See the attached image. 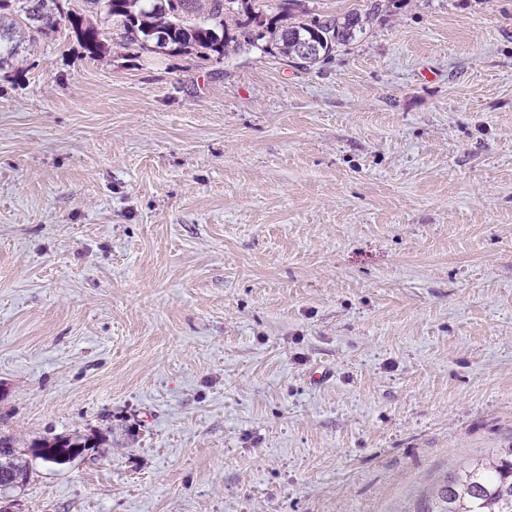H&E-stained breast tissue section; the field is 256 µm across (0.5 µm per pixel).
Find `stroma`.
Wrapping results in <instances>:
<instances>
[{
	"label": "stroma",
	"mask_w": 512,
	"mask_h": 512,
	"mask_svg": "<svg viewBox=\"0 0 512 512\" xmlns=\"http://www.w3.org/2000/svg\"><path fill=\"white\" fill-rule=\"evenodd\" d=\"M16 32L0 512H416L512 446V0H389L311 69ZM13 440L10 436L0 435V487L3 485L5 474L9 473L10 468L25 467L27 477L29 478V469L26 462L16 456ZM36 453L39 458L48 463L59 464L56 454H48L43 448H56L59 452L70 453L74 458H78L85 448H89L88 439L80 436H56L50 440H43L37 446ZM71 460V461H72Z\"/></svg>",
	"instance_id": "1"
}]
</instances>
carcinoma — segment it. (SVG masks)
<instances>
[{
  "label": "carcinoma",
  "instance_id": "cac0c4a2",
  "mask_svg": "<svg viewBox=\"0 0 512 512\" xmlns=\"http://www.w3.org/2000/svg\"><path fill=\"white\" fill-rule=\"evenodd\" d=\"M81 11L64 12L59 0H0V16L9 13L24 21L37 36L45 29L68 27L85 50L95 58L107 50L103 24L117 23L116 46L123 49L156 51L151 37L168 35L170 52L198 58H223L231 51L249 47L273 51L299 67L310 69L332 57L341 46L363 35L369 21L383 9L382 0H371L363 12L343 16H318L294 21L300 0H85ZM207 11L204 24L192 22V14ZM247 20H240V16ZM317 45L319 51L301 57L294 46ZM88 447L80 436H56L36 446L39 458L58 463V455L47 448L79 457ZM26 463L15 454L11 437L0 435V486L4 475ZM418 512H512V447L468 462L445 478L425 498Z\"/></svg>",
  "mask_w": 512,
  "mask_h": 512
}]
</instances>
